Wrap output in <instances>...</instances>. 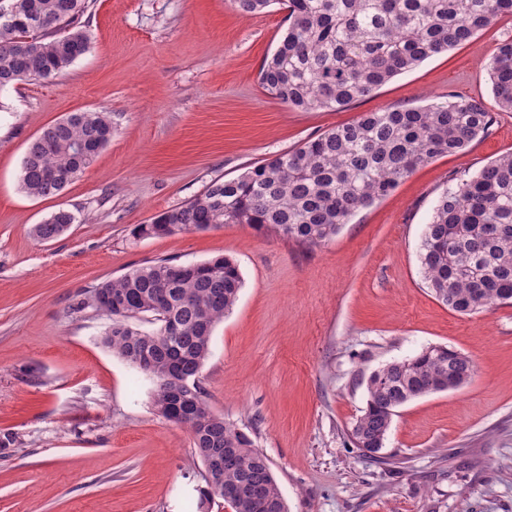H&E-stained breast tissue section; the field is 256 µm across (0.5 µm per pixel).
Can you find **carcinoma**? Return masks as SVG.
<instances>
[{
    "mask_svg": "<svg viewBox=\"0 0 512 512\" xmlns=\"http://www.w3.org/2000/svg\"><path fill=\"white\" fill-rule=\"evenodd\" d=\"M273 0H233L255 14ZM90 0H9L0 6L13 23L0 25V89L48 79L89 50L82 18ZM288 28L266 59L262 87L281 102L305 110L347 106L429 57L469 42L504 15L512 0H288ZM498 105L512 109V39L498 44L489 65ZM492 113L479 100L458 98L411 108L365 112L297 149L239 177L215 180L193 199L136 228L139 237H163L246 224L302 244L331 239L359 210L390 195L430 161L464 150L487 133ZM110 113L74 112L44 127L22 162L20 184L32 197L61 192L112 140ZM75 222L60 209L34 225L40 241L55 240ZM421 270L436 299L464 315L512 302V152L502 154L438 200L420 248ZM242 276L224 256L176 264L161 259L99 283L110 323L102 344L132 368L150 363L153 403L166 419L188 428L195 454L232 448L237 464L224 469L225 489L244 479L261 500L228 503L234 512H287L267 457L243 432L213 412L197 379L211 353L215 326L235 304ZM159 324L145 332L133 321ZM472 360L429 347L370 375L366 408L352 431L356 448L385 437L395 409L428 388L465 384ZM196 512L222 498L209 477Z\"/></svg>",
    "mask_w": 512,
    "mask_h": 512,
    "instance_id": "1",
    "label": "carcinoma"
}]
</instances>
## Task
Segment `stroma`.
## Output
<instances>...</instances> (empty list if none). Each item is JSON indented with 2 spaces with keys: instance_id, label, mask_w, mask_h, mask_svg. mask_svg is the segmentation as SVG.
<instances>
[{
  "instance_id": "35a3bbf8",
  "label": "stroma",
  "mask_w": 512,
  "mask_h": 512,
  "mask_svg": "<svg viewBox=\"0 0 512 512\" xmlns=\"http://www.w3.org/2000/svg\"><path fill=\"white\" fill-rule=\"evenodd\" d=\"M90 48L48 80L0 89V512H190L203 484L190 432L153 405L154 382L100 343L99 283L160 259L224 255L243 286L198 379L210 408L270 462L288 512H512V305L462 315L421 274L446 188L512 152L486 64L512 16L341 109L301 110L259 76L288 26L274 4L92 0ZM480 98L495 121L464 151L418 168L325 244L245 224L164 237L137 225L214 180L300 147L361 113ZM110 112V144L56 196L21 164L42 128ZM60 238L30 231L53 211ZM430 346L468 356L461 387L397 408L371 458L351 442L370 375ZM75 220L73 213L60 209L48 216L41 224L34 225L33 236L40 241L55 240L64 234Z\"/></svg>"
}]
</instances>
